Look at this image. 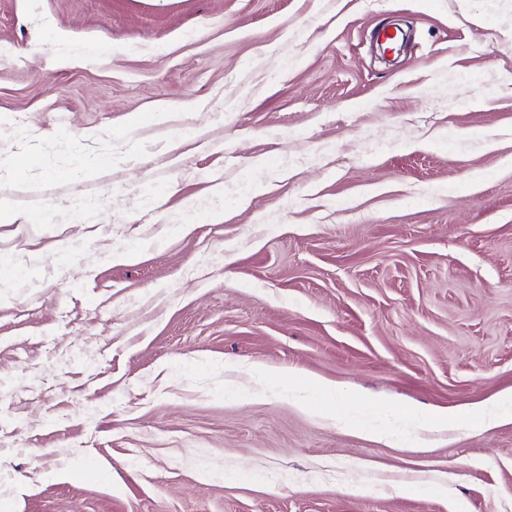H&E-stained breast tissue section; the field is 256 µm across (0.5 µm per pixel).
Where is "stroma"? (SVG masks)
I'll list each match as a JSON object with an SVG mask.
<instances>
[{
    "label": "stroma",
    "mask_w": 512,
    "mask_h": 512,
    "mask_svg": "<svg viewBox=\"0 0 512 512\" xmlns=\"http://www.w3.org/2000/svg\"><path fill=\"white\" fill-rule=\"evenodd\" d=\"M505 392L512 0H0V512H512ZM313 389L327 403L322 412H320L321 416L336 419L338 422L347 421V411L344 403L340 400L339 390L335 383L316 380Z\"/></svg>",
    "instance_id": "obj_1"
}]
</instances>
